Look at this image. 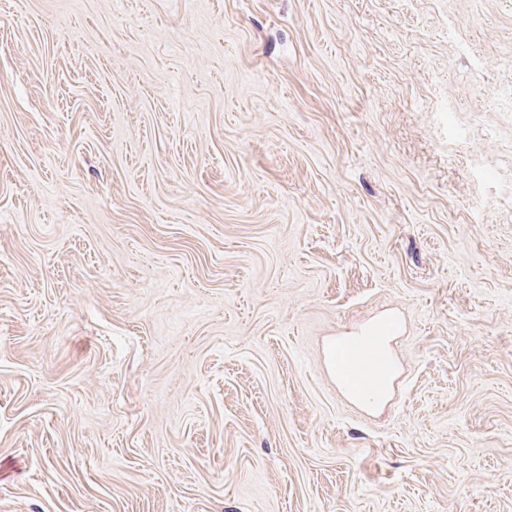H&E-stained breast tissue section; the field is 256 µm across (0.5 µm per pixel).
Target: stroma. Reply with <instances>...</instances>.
Masks as SVG:
<instances>
[{
	"mask_svg": "<svg viewBox=\"0 0 512 512\" xmlns=\"http://www.w3.org/2000/svg\"><path fill=\"white\" fill-rule=\"evenodd\" d=\"M509 88L512 0H0V512H512ZM392 329L389 321L381 328L370 331L367 336L354 344H338L331 348L332 361L336 370V379L341 389L354 399H364L374 395L379 387L381 373L388 372V364L372 354L379 340ZM356 340V341H357ZM343 359L357 358L365 363L363 372L354 375V381L349 379L338 365V357Z\"/></svg>",
	"mask_w": 512,
	"mask_h": 512,
	"instance_id": "35a3bbf8",
	"label": "stroma"
}]
</instances>
